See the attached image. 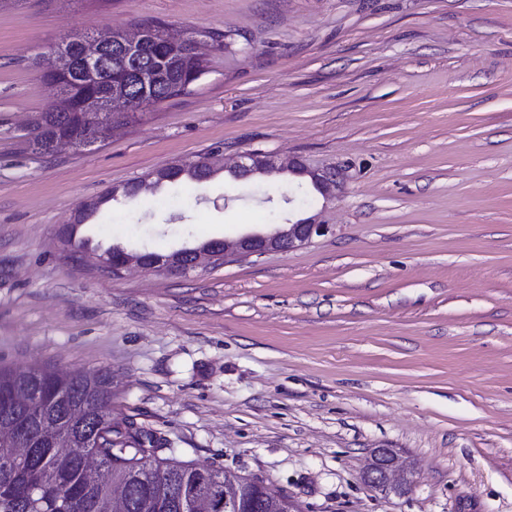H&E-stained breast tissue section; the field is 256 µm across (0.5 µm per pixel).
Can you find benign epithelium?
Instances as JSON below:
<instances>
[{
  "instance_id": "obj_1",
  "label": "benign epithelium",
  "mask_w": 512,
  "mask_h": 512,
  "mask_svg": "<svg viewBox=\"0 0 512 512\" xmlns=\"http://www.w3.org/2000/svg\"><path fill=\"white\" fill-rule=\"evenodd\" d=\"M77 49L73 40L65 37L57 45L50 47L41 55L42 73L46 84L60 97L62 106L61 120L70 124L82 121L85 99L88 89L95 86L99 75L105 68L107 55L112 53V37L109 31L96 35L95 47L80 55L82 80L74 81L70 77V66H62L59 61H71V53ZM224 169L233 173L239 180L252 178L260 171L284 172L307 176L320 195L326 201L336 197L343 183V168L336 166L311 167L299 157H293L283 163L278 158L261 152H250L239 156ZM332 225L325 223L322 213L318 212L306 218L288 221L271 233H250L233 239L213 240L196 250H178L169 255L129 252L113 246L102 253H91L84 248L78 253L82 265L92 261L117 277L122 270L136 265L167 275H183L202 260L222 263L226 259L262 255L270 251L288 252L328 234ZM10 402L17 408L29 407L42 400L38 390L25 395L13 394ZM365 482L373 489L385 494H402L409 489L410 479L403 474L400 459L390 448L374 449L368 468L363 474Z\"/></svg>"
}]
</instances>
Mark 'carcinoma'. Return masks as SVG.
<instances>
[{
    "mask_svg": "<svg viewBox=\"0 0 512 512\" xmlns=\"http://www.w3.org/2000/svg\"><path fill=\"white\" fill-rule=\"evenodd\" d=\"M149 37L132 53L115 48L123 31L114 30L112 54L101 80L126 98L123 113L104 112L99 99L86 100L76 149L104 141L114 123L151 103L186 94L206 71V61L188 37L167 43L165 26L146 25ZM56 109L44 113L26 133L33 149L53 153L49 127ZM216 169L198 159L168 168L170 183H205ZM27 387L44 401L20 410L0 404V423L26 429V442L0 437V460L25 446L37 450L28 463L0 464V512H224V486L263 491L264 486L222 468L200 466L159 455L156 436L127 422H112V377L103 370L61 374L41 364L19 371L0 365V397Z\"/></svg>",
    "mask_w": 512,
    "mask_h": 512,
    "instance_id": "carcinoma-1",
    "label": "carcinoma"
}]
</instances>
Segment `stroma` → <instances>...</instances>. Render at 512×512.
Here are the masks:
<instances>
[{"instance_id":"1","label":"stroma","mask_w":512,"mask_h":512,"mask_svg":"<svg viewBox=\"0 0 512 512\" xmlns=\"http://www.w3.org/2000/svg\"><path fill=\"white\" fill-rule=\"evenodd\" d=\"M161 21L208 44L188 94L103 145L33 152L61 38ZM259 150L347 166L327 201ZM208 182L112 188L181 160ZM91 246L168 254L323 213L298 249L185 276L77 267ZM112 374V419L178 459L262 480L302 512H512V0H17L0 10V364ZM390 448L404 495L362 480Z\"/></svg>"}]
</instances>
